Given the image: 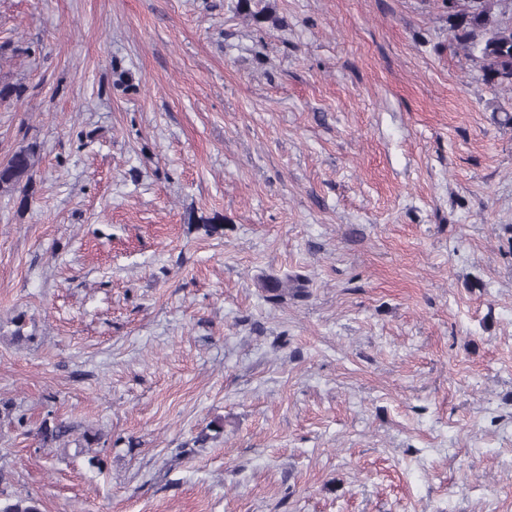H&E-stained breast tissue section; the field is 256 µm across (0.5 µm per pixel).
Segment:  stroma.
Wrapping results in <instances>:
<instances>
[{
    "label": "stroma",
    "mask_w": 512,
    "mask_h": 512,
    "mask_svg": "<svg viewBox=\"0 0 512 512\" xmlns=\"http://www.w3.org/2000/svg\"><path fill=\"white\" fill-rule=\"evenodd\" d=\"M254 2L0 0V159L39 153L0 195L11 492L512 512V91L445 0ZM37 146L27 145L15 150L7 159L0 162V190L19 191L20 203H26L28 189L38 162ZM262 288L269 300L280 302L288 297L303 298L307 290L297 279L268 277L262 281ZM71 428L63 421L55 422L52 426L47 421L43 422L37 433L41 447L45 448L59 442L69 434Z\"/></svg>",
    "instance_id": "35a3bbf8"
}]
</instances>
